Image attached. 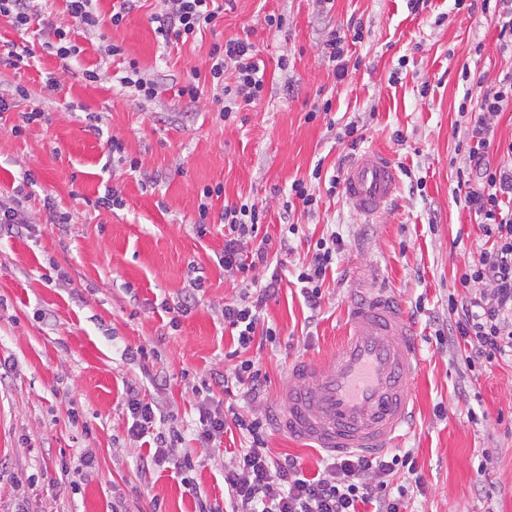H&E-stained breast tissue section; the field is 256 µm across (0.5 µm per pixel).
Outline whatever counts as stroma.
Wrapping results in <instances>:
<instances>
[{
    "instance_id": "obj_1",
    "label": "stroma",
    "mask_w": 512,
    "mask_h": 512,
    "mask_svg": "<svg viewBox=\"0 0 512 512\" xmlns=\"http://www.w3.org/2000/svg\"><path fill=\"white\" fill-rule=\"evenodd\" d=\"M120 2L98 0L104 22L88 31L64 0H49L44 18L70 29L81 49L65 64L43 50L36 29L0 17V46L28 54L18 69L0 63V95L10 103L0 114V196L23 190L28 219L0 233V512H198L202 500L220 510L224 466L247 440L231 427L214 449H201L199 406L270 419L291 369L328 361L349 304L376 288L392 292L420 347L415 412L393 448L411 453L417 472L387 479L390 489H407L403 512H512V357L471 369L437 341L449 328V296L481 290L459 282L487 243L457 186L463 159L454 146L474 124L458 110L463 97L480 100L512 72L496 17L468 14L454 0H429L420 13L408 0H235L215 28L168 45L152 21L159 0H137L115 26L109 17ZM269 14L283 17L280 31L267 29ZM352 17L363 36L349 45L339 81L324 45ZM245 36L267 64L260 101L227 119L211 93L194 104L180 96L191 69L207 71L213 44ZM112 44L121 54L102 56ZM132 60L157 81L155 98L121 88ZM466 68L482 83L463 81ZM88 69L99 70L98 82L85 80ZM58 71L60 88L45 89L46 74ZM327 101L331 111L308 120ZM35 110L44 120L27 122ZM351 122L363 132L362 150L383 151L398 174L397 199L375 222L330 189L339 164L351 162L337 139ZM114 137L137 170L113 164ZM297 179L311 180L317 212L289 203ZM217 185L223 192L198 235L200 194ZM110 190L120 205L98 207ZM48 198L55 210L45 208ZM250 200L267 208L261 233L287 238L288 247L257 272L263 283L279 279L261 311L277 336L255 337L240 352L222 315L244 289L220 264L221 215ZM333 232L346 247L313 310L295 270ZM188 296L191 311L179 315ZM140 347L145 356L130 358ZM246 359L267 378L254 402L225 395L213 379ZM132 384L165 404L163 428L179 434L191 471L141 468L149 448L129 431ZM266 444L269 456L296 460L310 475L328 455L271 419Z\"/></svg>"
}]
</instances>
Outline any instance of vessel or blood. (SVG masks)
<instances>
[{"label": "vessel or blood", "instance_id": "obj_1", "mask_svg": "<svg viewBox=\"0 0 512 512\" xmlns=\"http://www.w3.org/2000/svg\"><path fill=\"white\" fill-rule=\"evenodd\" d=\"M397 189L392 160L374 149L361 153L344 178L349 205L372 219L386 212ZM415 351L400 306L382 294L361 295L348 309L344 336L329 363L293 368L280 425L336 453L389 447L412 414L408 378L416 368Z\"/></svg>", "mask_w": 512, "mask_h": 512}]
</instances>
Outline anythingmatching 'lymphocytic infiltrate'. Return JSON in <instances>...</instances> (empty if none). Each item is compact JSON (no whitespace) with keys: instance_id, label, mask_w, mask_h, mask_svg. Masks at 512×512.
<instances>
[{"instance_id":"obj_1","label":"lymphocytic infiltrate","mask_w":512,"mask_h":512,"mask_svg":"<svg viewBox=\"0 0 512 512\" xmlns=\"http://www.w3.org/2000/svg\"><path fill=\"white\" fill-rule=\"evenodd\" d=\"M162 11L155 15L157 31L164 40L187 39L213 27L224 8L218 0H161ZM208 78L213 98L225 115L259 100L265 87L266 63L256 44L246 39H230L214 44L210 51ZM512 104V73L504 76L497 90L486 94L471 135L456 145L465 164L457 168L458 185L468 186L465 201L483 219L490 247L478 264L469 266L462 285L483 283L490 291L479 297L464 296L448 301L455 315L448 342L462 347L466 365L492 362L512 350V142L504 149L508 160L491 165L489 151L494 146L493 122ZM264 209L254 202L225 207L221 219L224 236L222 263L225 273L255 288L254 300L225 302L224 321L237 329V342L249 348L255 335L275 339L274 328L262 326L260 312L266 300L278 292L276 282L260 284L254 272L267 264L269 237L260 236ZM343 247L342 238L329 235L316 241L308 262L298 268L297 280L310 306L321 305V288ZM128 410L133 436H152L155 451L151 464L168 465L177 471L190 468L189 455L175 452L173 435L155 432L154 422L162 415L160 405L140 399L135 386H128ZM198 442L209 448L228 426L246 433L249 444L224 468L226 512H402L405 488L390 492L385 481L399 465H410L409 456L388 453L350 452L326 462L321 473L309 476L291 460L277 461L266 452L265 418L236 414L226 417L208 407L199 410Z\"/></svg>"}]
</instances>
